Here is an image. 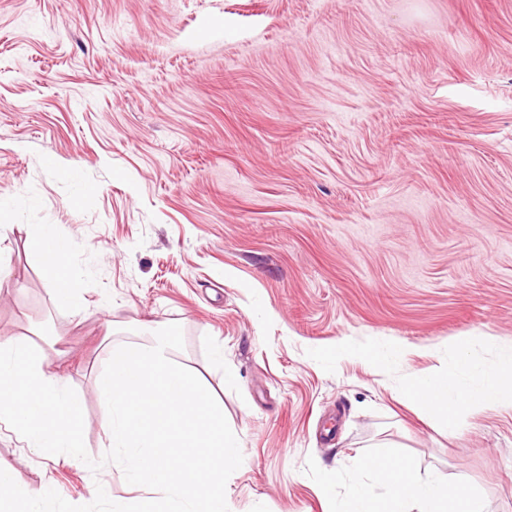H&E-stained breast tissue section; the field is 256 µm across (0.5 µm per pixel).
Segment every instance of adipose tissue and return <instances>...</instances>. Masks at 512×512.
Segmentation results:
<instances>
[{
    "instance_id": "obj_1",
    "label": "adipose tissue",
    "mask_w": 512,
    "mask_h": 512,
    "mask_svg": "<svg viewBox=\"0 0 512 512\" xmlns=\"http://www.w3.org/2000/svg\"><path fill=\"white\" fill-rule=\"evenodd\" d=\"M30 241L57 302L76 305L73 273L65 260L67 242L46 225L33 227ZM400 395L419 402L449 433H457L473 408L512 403V348L489 368L466 352H456L447 369L410 381ZM362 467L369 479L351 484L343 512H482L465 479L452 482L440 473L422 478L411 459L390 453L367 458ZM375 483L383 494L372 491Z\"/></svg>"
}]
</instances>
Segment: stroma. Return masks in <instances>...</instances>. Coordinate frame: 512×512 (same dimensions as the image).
Here are the masks:
<instances>
[{"label": "stroma", "instance_id": "35a3bbf8", "mask_svg": "<svg viewBox=\"0 0 512 512\" xmlns=\"http://www.w3.org/2000/svg\"><path fill=\"white\" fill-rule=\"evenodd\" d=\"M171 324L246 457L229 512H336L384 446L512 512V404L451 437L398 395L461 339L512 346V0H0V336L83 394L91 459L111 347ZM342 339L405 351L325 359ZM0 464L73 504L149 497L4 422ZM30 241L39 255L50 287L57 302L65 307L75 306L78 300L73 273L65 257L68 243L58 237L48 225H36Z\"/></svg>", "mask_w": 512, "mask_h": 512}]
</instances>
